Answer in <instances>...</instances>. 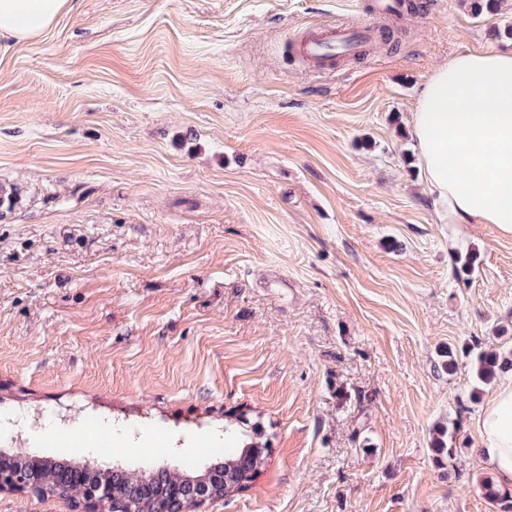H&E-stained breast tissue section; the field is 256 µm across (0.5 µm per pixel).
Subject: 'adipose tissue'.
Here are the masks:
<instances>
[{
    "label": "adipose tissue",
    "instance_id": "1",
    "mask_svg": "<svg viewBox=\"0 0 512 512\" xmlns=\"http://www.w3.org/2000/svg\"><path fill=\"white\" fill-rule=\"evenodd\" d=\"M69 3L0 0V39L31 43ZM413 132L439 219L512 235V52L463 53L436 68ZM478 429V454L512 489V383L491 395Z\"/></svg>",
    "mask_w": 512,
    "mask_h": 512
}]
</instances>
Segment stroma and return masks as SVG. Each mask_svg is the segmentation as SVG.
<instances>
[{
    "mask_svg": "<svg viewBox=\"0 0 512 512\" xmlns=\"http://www.w3.org/2000/svg\"><path fill=\"white\" fill-rule=\"evenodd\" d=\"M422 3L72 0L0 39V415L80 425L0 450L203 467L232 411L269 458L207 512H499L477 422L512 371L472 363L512 351V236L438 220L412 125L437 67L512 51V0ZM356 24L395 41L291 48ZM113 425L160 444L91 448ZM507 364V360H501L499 355L494 352L482 351L478 353L473 369L474 382L476 384L490 383L499 371L506 368Z\"/></svg>",
    "mask_w": 512,
    "mask_h": 512,
    "instance_id": "stroma-1",
    "label": "stroma"
}]
</instances>
